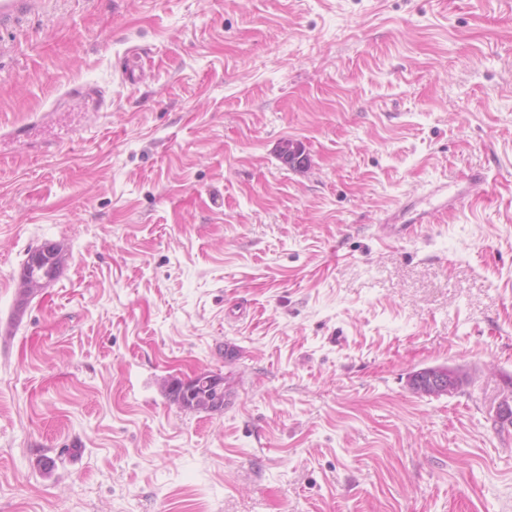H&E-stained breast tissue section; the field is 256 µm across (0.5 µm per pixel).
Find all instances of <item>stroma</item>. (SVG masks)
<instances>
[{
    "mask_svg": "<svg viewBox=\"0 0 512 512\" xmlns=\"http://www.w3.org/2000/svg\"><path fill=\"white\" fill-rule=\"evenodd\" d=\"M83 84L96 121L0 141V512H512V0L0 18V127ZM440 186L456 206L379 240ZM441 364L468 383L409 391ZM202 371L223 410L168 397ZM39 250V251H37ZM37 251L42 256L38 263L31 261L32 254ZM62 256L55 246L48 247L46 243L34 250L28 257L23 268V277L46 281L47 284L54 280L60 271ZM181 382V383H179ZM216 384L219 386L218 388H222L224 385V376L221 373H214V372H204L197 375H194L193 377L186 378V379H174L171 382H169L166 386V388L170 389H186L188 386L191 385H200V386H210Z\"/></svg>",
    "mask_w": 512,
    "mask_h": 512,
    "instance_id": "1",
    "label": "stroma"
}]
</instances>
